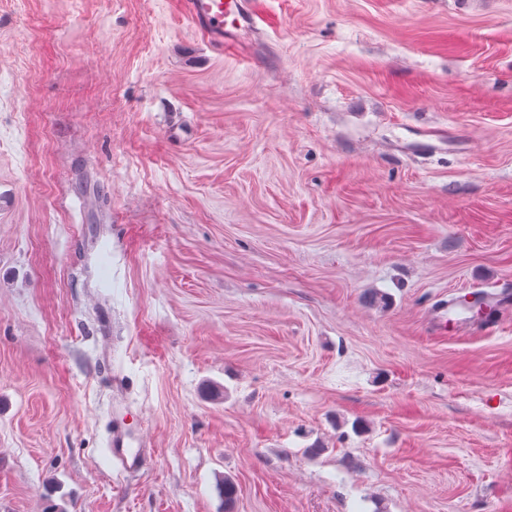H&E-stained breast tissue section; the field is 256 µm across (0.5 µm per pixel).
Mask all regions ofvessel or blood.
Returning a JSON list of instances; mask_svg holds the SVG:
<instances>
[{"label":"vessel or blood","mask_w":512,"mask_h":512,"mask_svg":"<svg viewBox=\"0 0 512 512\" xmlns=\"http://www.w3.org/2000/svg\"><path fill=\"white\" fill-rule=\"evenodd\" d=\"M181 5L196 30L224 50L237 45L242 33L260 29L261 19L252 0H182ZM107 452L113 464L125 472L141 469L147 456L142 436L123 422L113 426Z\"/></svg>","instance_id":"obj_1"}]
</instances>
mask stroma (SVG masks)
<instances>
[{"label": "stroma", "mask_w": 512, "mask_h": 512, "mask_svg": "<svg viewBox=\"0 0 512 512\" xmlns=\"http://www.w3.org/2000/svg\"><path fill=\"white\" fill-rule=\"evenodd\" d=\"M261 2L0 0V512H512V0ZM251 0H182L196 30L220 50L239 45L241 32H258L262 22ZM139 433L132 431L124 422L112 426L107 441V452L116 465L124 472H135L146 461L147 448Z\"/></svg>", "instance_id": "stroma-1"}]
</instances>
